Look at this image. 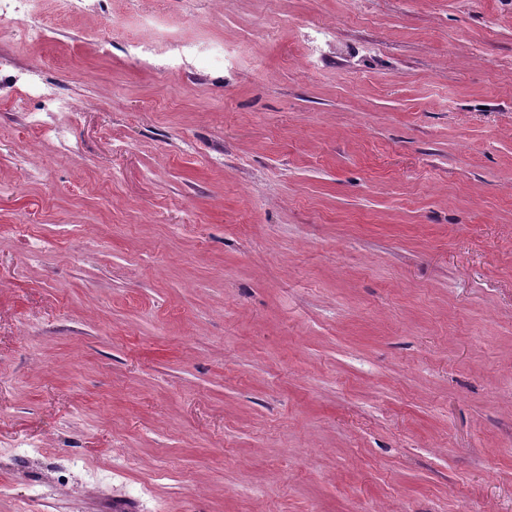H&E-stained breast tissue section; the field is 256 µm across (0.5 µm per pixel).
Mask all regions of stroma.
<instances>
[{
	"label": "stroma",
	"mask_w": 512,
	"mask_h": 512,
	"mask_svg": "<svg viewBox=\"0 0 512 512\" xmlns=\"http://www.w3.org/2000/svg\"><path fill=\"white\" fill-rule=\"evenodd\" d=\"M41 25L0 17V512H512V0ZM42 95L46 98L49 105L55 110V115L59 123L54 127L55 135L59 138L64 137V124L73 110V104L67 97L58 95L50 85L42 87Z\"/></svg>",
	"instance_id": "stroma-1"
}]
</instances>
